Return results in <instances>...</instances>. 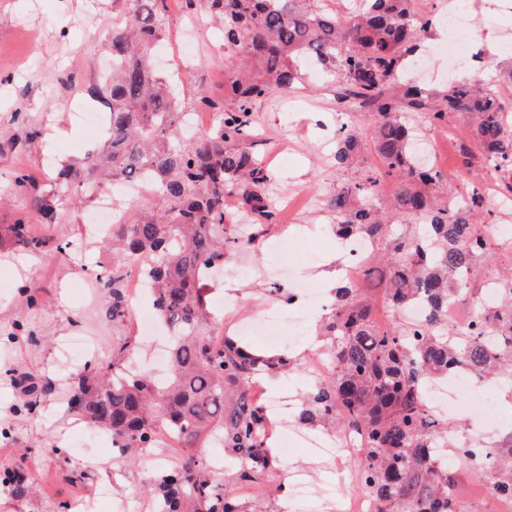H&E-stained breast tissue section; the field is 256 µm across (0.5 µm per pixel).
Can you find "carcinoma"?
<instances>
[{
  "label": "carcinoma",
  "instance_id": "obj_1",
  "mask_svg": "<svg viewBox=\"0 0 512 512\" xmlns=\"http://www.w3.org/2000/svg\"><path fill=\"white\" fill-rule=\"evenodd\" d=\"M124 2L112 24V70L87 89L108 102L106 145L78 166H62L57 189L93 193L109 180L138 178L137 195L117 204L106 243L124 264L98 282L111 299L112 320L122 321L130 297L125 268L131 261L141 265L159 320L171 331L168 373L158 384L150 372L131 375L115 361L89 368L76 381L71 408L119 440L128 465L166 430L186 448L203 436L222 444L237 482H257L275 467L263 410L247 387L255 371L277 377L296 359L252 352L234 336L211 334L207 276L275 223L253 107L293 88L301 79L298 60L314 59L344 87L340 100L376 109L369 122L336 129V168L353 167L366 150L373 161L358 180L336 190L329 207L340 239L360 235L375 247L377 261L365 276L383 279L392 318L380 328L374 304L341 279L318 336L333 371L303 395L298 421L360 435L357 490L377 500L378 512H481L477 503L464 507L449 488L444 457L452 430L429 413L422 382L455 365L481 380L503 377L512 384V275L496 281V304L475 295L471 328L450 326L448 304L476 274L490 244L478 224L487 207L481 186H469L456 201L437 198L433 190L444 173L412 155L414 128L401 117L405 107L422 105L421 89L403 85L400 75L429 20L416 16L414 0H359L356 13L345 17L321 0H189L200 15L223 24L224 48L238 63L226 73L224 99L198 97L219 114L218 123L199 140L182 141L172 80L151 62L164 33L165 0ZM451 112L469 116L461 165L470 166L478 154L490 177L500 179L499 193L511 198L512 122L498 92L482 83H453L431 121L437 125ZM389 178L398 187L383 197ZM9 233L24 248L42 246L29 224H12ZM418 299L427 305L424 320H402ZM462 467L484 478L493 493L512 496V433L464 457ZM0 483L19 494L31 490L16 470L4 472ZM147 494L160 512H264L226 493L224 481L195 455L157 472Z\"/></svg>",
  "mask_w": 512,
  "mask_h": 512
}]
</instances>
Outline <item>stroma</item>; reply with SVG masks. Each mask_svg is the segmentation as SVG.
Wrapping results in <instances>:
<instances>
[{"instance_id": "1", "label": "stroma", "mask_w": 512, "mask_h": 512, "mask_svg": "<svg viewBox=\"0 0 512 512\" xmlns=\"http://www.w3.org/2000/svg\"><path fill=\"white\" fill-rule=\"evenodd\" d=\"M166 5L160 57L166 73L175 77L178 99L193 103L203 90L222 98L224 72L232 60L224 55L220 24L183 16L178 0H166ZM118 12L113 0H0V472L23 471L36 488L34 494L19 496L0 485V512H151L142 487L151 478L152 451H145L139 465H125L113 456L112 437L106 433L97 446L78 449L77 437L87 422L68 405L84 365L111 364L122 344L134 338L127 323L111 320L97 282L99 273L120 258L83 233L99 195L81 189L60 195L55 188L56 168L81 164L87 146L103 140L77 118L103 104L78 88L99 83L108 69L104 44ZM468 13L474 22L461 33L467 43L491 29L503 35L492 57L474 53L486 80H497L512 63V0L501 6L473 0ZM442 41L431 35L413 53L429 68L418 79L429 94L411 116L421 138L440 142L439 166L448 177L436 194L445 201L465 196L467 182L483 181L485 171L477 163L466 180L455 177L464 139L461 115L449 114L437 126L427 119L449 81H466L473 70L469 64L453 66L446 54L435 52ZM336 89L321 68L305 67L289 93L257 102L255 128L271 154L270 196L291 198L292 205L272 225L267 243L227 259L229 275L208 295L213 322L223 318L228 298L242 309L281 308V301L262 286L287 282L289 274L279 271L284 264L310 287L323 289L322 271L342 256L336 237L326 231L327 200L358 172L334 168L330 156L339 123L364 122L369 113H337ZM19 171L33 177L32 192H17L14 175ZM45 206L51 210L47 219L41 212ZM21 221L35 225L44 238L40 250L22 249L12 240L8 227ZM61 243L66 252L58 251ZM242 262L252 267L250 277L233 275V267ZM511 268L512 251L492 239L479 276L458 296V308L469 310L476 289ZM78 336L89 341L90 351L83 365L61 370L59 349ZM137 341L136 357L156 364L165 336ZM28 382L43 390L33 411L23 405ZM483 414L496 431L512 427V405L500 385H490L483 396L461 397L449 422L464 433ZM103 488L109 494L102 498L98 492Z\"/></svg>"}]
</instances>
